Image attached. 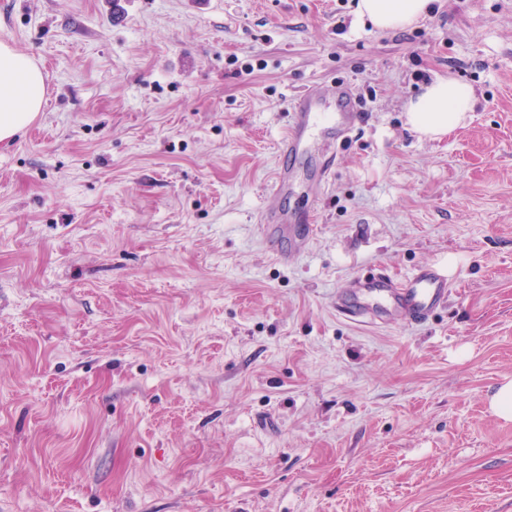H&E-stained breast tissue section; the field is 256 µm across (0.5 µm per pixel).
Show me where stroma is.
<instances>
[{
    "mask_svg": "<svg viewBox=\"0 0 512 512\" xmlns=\"http://www.w3.org/2000/svg\"><path fill=\"white\" fill-rule=\"evenodd\" d=\"M0 0L45 106L0 143V512H512V0ZM477 92L435 139L404 107ZM367 119L292 161L312 216L281 262L258 217L294 96ZM456 281L427 324L336 295L379 266ZM360 20L383 31L403 29L425 15L432 0H357ZM475 89L452 77L439 78L423 87L406 107L407 120L421 137L442 136L473 112ZM490 406L500 418L512 421V380L503 382L491 395Z\"/></svg>",
    "mask_w": 512,
    "mask_h": 512,
    "instance_id": "35a3bbf8",
    "label": "stroma"
}]
</instances>
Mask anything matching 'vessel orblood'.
I'll use <instances>...</instances> for the list:
<instances>
[{"instance_id": "b4317fda", "label": "vessel or blood", "mask_w": 512, "mask_h": 512, "mask_svg": "<svg viewBox=\"0 0 512 512\" xmlns=\"http://www.w3.org/2000/svg\"><path fill=\"white\" fill-rule=\"evenodd\" d=\"M321 97L335 98L338 105L336 114L329 124L324 125L329 138L344 136L365 117L355 97L343 84L335 81L322 83L318 93L296 96L292 101L291 120L281 141L278 170L270 188L271 197L288 192V161L306 150L311 129L320 125L316 105ZM291 222L288 213L273 206L260 215L262 238L283 261L301 251L307 240L303 233L290 235L288 226ZM451 286L447 269L435 265L419 267L403 279L377 272L357 278L346 292L338 294L336 310L344 318L355 322L421 324L445 304Z\"/></svg>"}]
</instances>
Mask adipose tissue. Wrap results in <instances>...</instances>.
I'll list each match as a JSON object with an SVG mask.
<instances>
[{
	"label": "adipose tissue",
	"mask_w": 512,
	"mask_h": 512,
	"mask_svg": "<svg viewBox=\"0 0 512 512\" xmlns=\"http://www.w3.org/2000/svg\"><path fill=\"white\" fill-rule=\"evenodd\" d=\"M430 0H358L356 13L377 29L405 28L425 15ZM476 101L474 88L454 78L424 86L406 107L407 120L420 136L435 138L462 123ZM45 103L44 75L35 60L0 41V142L24 132Z\"/></svg>",
	"instance_id": "adipose-tissue-1"
}]
</instances>
